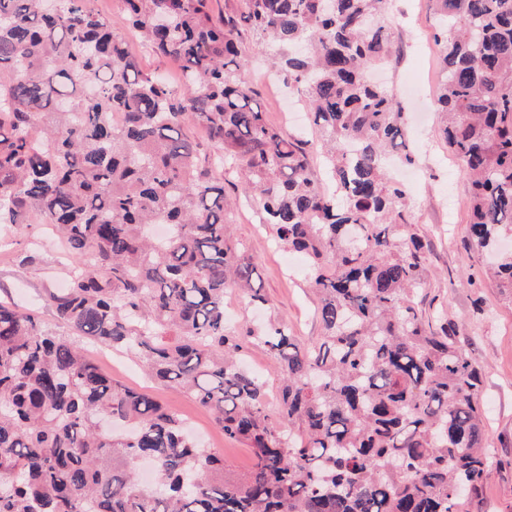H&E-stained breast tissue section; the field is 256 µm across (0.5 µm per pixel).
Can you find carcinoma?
<instances>
[{
    "label": "carcinoma",
    "mask_w": 512,
    "mask_h": 512,
    "mask_svg": "<svg viewBox=\"0 0 512 512\" xmlns=\"http://www.w3.org/2000/svg\"><path fill=\"white\" fill-rule=\"evenodd\" d=\"M125 0L144 49L181 63L183 92L143 71L89 0H0V224L52 226L73 258L50 295L64 336L0 302V512H468L493 468L482 375L455 324L416 298L423 245L386 158L405 117L370 67L387 56V0ZM442 46V138L471 185L469 235L512 299V0H429ZM271 39L308 104L331 186L306 142L264 120L246 35ZM202 125L212 154L183 133ZM224 178L305 256L323 327L241 333L224 291L258 304L256 266L227 238ZM280 380L281 426L242 336ZM135 353L214 411L252 466L224 458L147 393L106 376L75 341Z\"/></svg>",
    "instance_id": "cac0c4a2"
}]
</instances>
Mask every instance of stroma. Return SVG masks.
<instances>
[{"instance_id":"stroma-1","label":"stroma","mask_w":512,"mask_h":512,"mask_svg":"<svg viewBox=\"0 0 512 512\" xmlns=\"http://www.w3.org/2000/svg\"><path fill=\"white\" fill-rule=\"evenodd\" d=\"M386 23L393 51L374 73L402 105L408 117L406 142L419 151L422 179L408 187V221L426 246L422 306L430 313L445 311L449 322L469 332L468 357L484 374L487 446L500 462L473 498L470 512H512V301L485 276L483 258L471 245L470 186L440 135L441 115L434 101L440 52L433 38L435 17L426 0H393ZM271 51V46L251 37L242 45L247 76L259 93L264 119L283 135L307 141L310 169L324 177L316 131L310 124L295 127L287 120L289 113L302 114L306 108L300 95L267 67L264 58ZM224 191L234 201L230 238L245 245L256 266V284L267 299L265 307L258 310L245 295L228 290L224 312L229 323L245 327L260 321H282L300 345L317 341L323 330L305 268L289 265L287 250L277 244L251 199L231 185ZM2 246L9 254L0 255V300L34 310L44 327L60 331L47 298L70 283L72 264L61 239L44 224H0ZM97 359L113 379L151 393L163 406L186 418L205 444L223 455L231 472L240 474L251 466L250 449L226 440L211 410L179 389L152 379L137 358L108 348ZM244 363L264 381L269 420L279 424V379L273 358L263 349L251 347L244 353Z\"/></svg>"}]
</instances>
